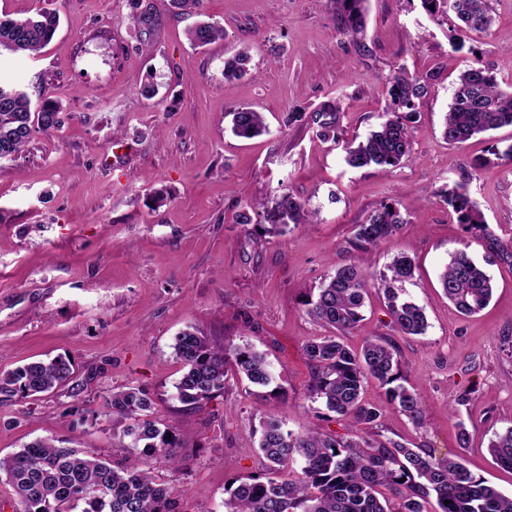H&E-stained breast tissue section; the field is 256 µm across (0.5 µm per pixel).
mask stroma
Masks as SVG:
<instances>
[{
    "label": "stroma",
    "mask_w": 512,
    "mask_h": 512,
    "mask_svg": "<svg viewBox=\"0 0 512 512\" xmlns=\"http://www.w3.org/2000/svg\"><path fill=\"white\" fill-rule=\"evenodd\" d=\"M0 0L15 18L56 10L60 25L38 57L0 52V82L58 102L63 124L35 133L16 157L0 160V372L69 355L68 383L35 400L0 394V456L38 438H66L115 464L150 466L93 424L113 390L146 387L161 419L183 434L179 468L156 466L181 512H223L225 490L258 472L250 443L268 411L294 433H339L335 414L308 397L303 346L324 327L306 303L326 276L362 260L381 271L400 253L414 259L409 296L428 329L403 336L382 296L371 292L364 318L344 342L392 338L405 384L426 403L423 425L394 410L384 434L437 458L460 460L505 495L512 472L489 453L512 426V163L493 150L512 143V126L460 144L442 137L460 71L482 66L512 81V0H490L494 24L462 36L421 0H367L365 30L348 33L337 0H203L180 15L170 0ZM223 26L206 48L191 45L197 19ZM250 54L249 73L224 79V60ZM423 76L409 160L385 169L349 167L343 144L384 121L396 68ZM154 80L155 97L141 86ZM340 100V142H324L289 112ZM249 105L267 133L235 136L229 114ZM124 167L116 177L114 163ZM467 181L487 238L465 232L439 192ZM166 189V205L150 194ZM288 192L317 212L286 234L240 224L247 204ZM398 202L411 225L362 254L356 224L380 203ZM468 249L494 284L489 306L464 316L444 295L439 274ZM230 346L265 353L274 371L260 389L237 377L198 409L175 397L181 366L175 336L186 327ZM469 433L458 444V429Z\"/></svg>",
    "instance_id": "1"
}]
</instances>
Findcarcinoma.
<instances>
[{
    "label": "carcinoma",
    "mask_w": 512,
    "mask_h": 512,
    "mask_svg": "<svg viewBox=\"0 0 512 512\" xmlns=\"http://www.w3.org/2000/svg\"><path fill=\"white\" fill-rule=\"evenodd\" d=\"M366 0H337L347 31L364 29ZM433 16L453 14V26L469 32L491 29L494 17L488 0H421ZM434 8H429V5ZM59 26V15L41 9L32 17L0 16V48L13 53H34L46 46ZM197 47L224 38V27L202 21L188 31ZM249 56L240 51L224 59V80L247 74ZM425 80L398 68L389 78L390 111L379 129L345 146V160L354 168L372 164L399 165L411 153L409 123L416 101L427 94ZM60 106L47 100L32 112L28 94L0 84V159L17 155L31 141L33 126L44 132L60 128ZM339 101L332 98L310 113L307 123L325 140L337 139ZM233 133L252 138L267 132L264 116L250 106L230 112ZM512 126V83L502 85L486 69L472 65L462 71L448 112L443 137L462 143L472 137ZM468 175L446 186L444 201L466 230H485L484 216L468 192ZM262 219L263 229L283 234L290 225L314 223L315 212L290 193L270 202L252 204L238 214L241 224ZM408 221L399 203L376 206L356 225L351 248L367 253L399 233ZM414 276V263L397 256L382 272L353 261L338 267L308 301L307 314L317 324L345 333L362 319L369 288L381 291L391 321L405 336H421L428 328L424 308L410 299L404 284ZM448 300L464 315L485 309L493 294L490 276L470 255L455 252L440 276ZM174 355L182 374L176 383L177 399L193 409L224 392L228 374L238 375L257 387L273 381L265 356L249 346L228 348L189 327L174 340ZM305 352L311 370L309 398L347 421V432L284 430L282 418L270 413L252 444L264 460V471L232 483L226 490L224 512H512L506 496L473 475L455 459H435L419 448L382 434L384 406L363 399L364 384L374 379L384 389L388 405L422 424L424 401L403 384L401 359L395 342L373 336L354 350L336 336L309 340ZM73 374L67 356L30 362L0 374V393L21 399L36 398L64 386ZM112 437L130 453L162 465L181 461L183 439L162 426L152 393L141 386L114 391L105 398ZM129 443H124L125 439ZM495 463L512 471V427L495 436L489 446ZM300 473H295L296 464ZM16 496L14 512H180L173 492L158 482L149 469L116 467L107 459L71 446V441L37 439L20 450L0 457V481Z\"/></svg>",
    "instance_id": "carcinoma-1"
}]
</instances>
